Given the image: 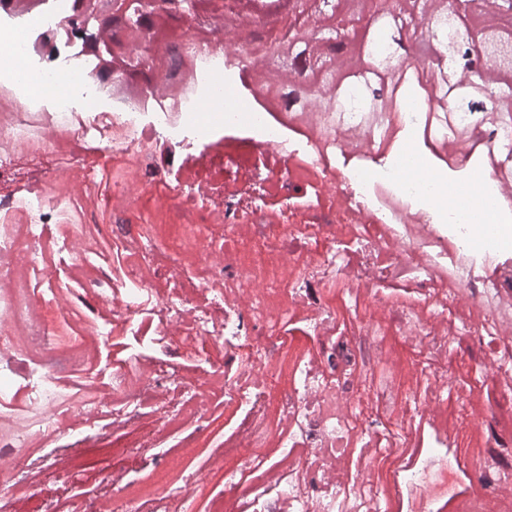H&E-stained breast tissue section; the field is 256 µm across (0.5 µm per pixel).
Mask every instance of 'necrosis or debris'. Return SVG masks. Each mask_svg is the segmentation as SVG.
Listing matches in <instances>:
<instances>
[{
    "label": "necrosis or debris",
    "instance_id": "4bbe7bcc",
    "mask_svg": "<svg viewBox=\"0 0 512 512\" xmlns=\"http://www.w3.org/2000/svg\"><path fill=\"white\" fill-rule=\"evenodd\" d=\"M72 11H0V512L91 439L135 455L68 512H445L431 487L460 481L446 412L466 357L470 430L512 456V277L504 243L470 233L512 226V182L488 177L490 215L418 185L468 172L512 129L445 151L418 58L387 69L382 123L341 112L294 142L267 112L242 129L224 77L269 61L274 39L200 43L186 22V87L130 91L99 77ZM416 132L428 160L405 176L397 142ZM117 213L134 223L114 228ZM188 440L230 467L133 495Z\"/></svg>",
    "mask_w": 512,
    "mask_h": 512
}]
</instances>
